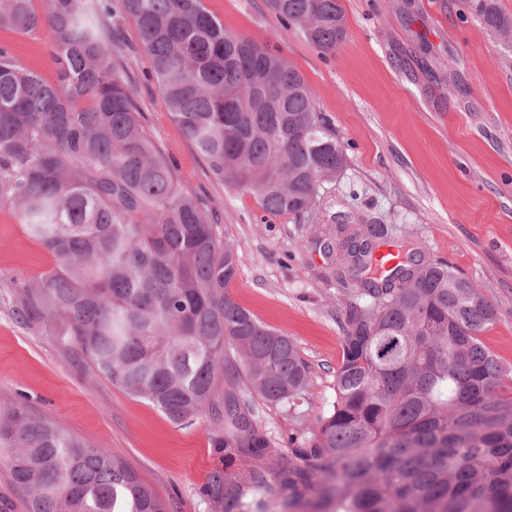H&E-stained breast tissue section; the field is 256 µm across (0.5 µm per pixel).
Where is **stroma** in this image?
Segmentation results:
<instances>
[{
    "mask_svg": "<svg viewBox=\"0 0 512 512\" xmlns=\"http://www.w3.org/2000/svg\"><path fill=\"white\" fill-rule=\"evenodd\" d=\"M483 0H341L346 37L324 55L296 28H283L267 0H204L227 33L276 40L304 77L318 111L346 155L341 176L324 184L312 219L267 215L258 198L225 187L174 123L137 30L119 23L122 52L144 124L174 163L183 191L218 216L239 270L229 293L265 325L287 335L310 367L294 407L253 401V421L286 465L289 438L309 435L335 399L349 301L316 247L329 224L388 228L400 256L442 259L477 284L497 319L481 336L512 369V32L491 33ZM20 62L56 82L52 37L0 29ZM51 254L30 238L10 207H0V405L25 404L89 445L125 460L170 512H220L203 498L224 466L211 416L179 426L146 400L99 373L80 347L22 313L21 285L39 281Z\"/></svg>",
    "mask_w": 512,
    "mask_h": 512,
    "instance_id": "1",
    "label": "stroma"
}]
</instances>
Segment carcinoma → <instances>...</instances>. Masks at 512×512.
I'll use <instances>...</instances> for the list:
<instances>
[{
    "label": "carcinoma",
    "instance_id": "obj_1",
    "mask_svg": "<svg viewBox=\"0 0 512 512\" xmlns=\"http://www.w3.org/2000/svg\"><path fill=\"white\" fill-rule=\"evenodd\" d=\"M323 54L345 37L339 0H269ZM139 33L167 110L225 186L270 216H312L345 156L301 73L275 43L232 36L203 0H0V28L52 36L57 80L0 45V204L56 266L23 289L27 317L76 344L112 384L176 424L205 412L215 447L242 466L201 494L222 512H293L318 479L315 512H512V370L481 342L496 312L447 264L409 259L371 277L384 227L338 224L328 253L351 300L335 400L288 468L253 406L218 394L239 356L250 394L295 406L308 366L294 342L235 302L234 245L147 132L106 20ZM486 28L512 19L485 3ZM0 448L27 512H169L138 472L21 403L0 407Z\"/></svg>",
    "mask_w": 512,
    "mask_h": 512
}]
</instances>
